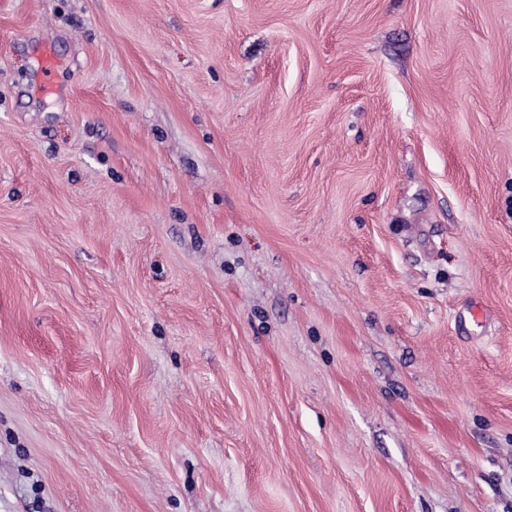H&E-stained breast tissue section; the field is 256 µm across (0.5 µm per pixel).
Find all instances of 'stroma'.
I'll list each match as a JSON object with an SVG mask.
<instances>
[{
  "mask_svg": "<svg viewBox=\"0 0 512 512\" xmlns=\"http://www.w3.org/2000/svg\"><path fill=\"white\" fill-rule=\"evenodd\" d=\"M0 512H512V0H0ZM59 61L50 47H44L39 54L40 87L45 92H52L57 76Z\"/></svg>",
  "mask_w": 512,
  "mask_h": 512,
  "instance_id": "stroma-1",
  "label": "stroma"
}]
</instances>
